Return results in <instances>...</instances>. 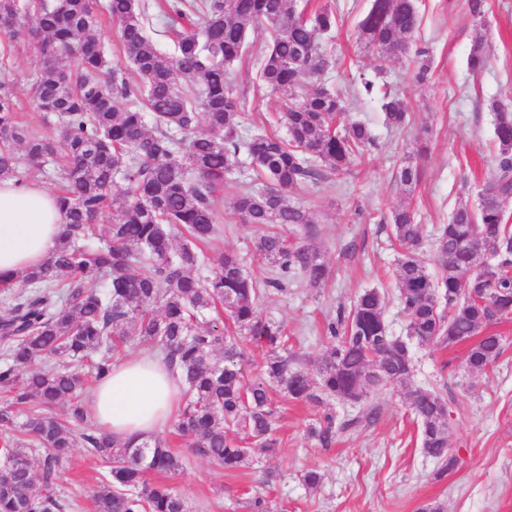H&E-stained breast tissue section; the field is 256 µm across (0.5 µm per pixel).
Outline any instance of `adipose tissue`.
Wrapping results in <instances>:
<instances>
[{"instance_id": "obj_1", "label": "adipose tissue", "mask_w": 512, "mask_h": 512, "mask_svg": "<svg viewBox=\"0 0 512 512\" xmlns=\"http://www.w3.org/2000/svg\"><path fill=\"white\" fill-rule=\"evenodd\" d=\"M63 230L57 197L36 183L0 180V277L42 264ZM178 378L159 360L136 355L98 382L86 405L95 426L120 442H143L179 408Z\"/></svg>"}]
</instances>
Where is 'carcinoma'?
I'll return each mask as SVG.
<instances>
[{
    "label": "carcinoma",
    "instance_id": "carcinoma-1",
    "mask_svg": "<svg viewBox=\"0 0 512 512\" xmlns=\"http://www.w3.org/2000/svg\"><path fill=\"white\" fill-rule=\"evenodd\" d=\"M487 0H467L475 24L486 20ZM117 23L125 64L112 63L103 46L98 16ZM162 12L187 29H175L174 53L161 52L149 33L147 0H0V33L32 42L39 67L29 84L34 108L57 124L46 138L21 130L11 81L0 72V178L19 183L47 176L50 164L61 183L64 216L59 245L41 265L22 276L24 287L0 279V388L12 402L0 407V512H64L55 481L70 449L81 446L108 464L94 495L95 512H188L185 500L156 474L184 471V458L157 438L120 444L88 424L77 371L45 365L65 357L106 377L134 336L182 378L174 429L200 454L236 471L275 451L270 387L293 400L322 405L329 398L362 403L370 391L405 387L413 375L410 342L453 347L468 343L464 364L472 373L493 369L503 339L488 330L512 317V111L493 101L496 175L476 186V205L460 202L435 230L440 271L427 269L418 248L422 225L408 207L391 213L397 259L395 288L406 317V338L394 336L384 319L386 295L365 289L348 315L328 323L333 344L318 377L297 366L284 327L258 311L260 288L239 257L224 252L213 275L193 269L204 258L200 245L218 233L217 196L224 173L245 153L264 189L238 188L233 208L243 223L291 227L292 243L279 231H262L254 248L272 266L265 286L283 281L324 285L328 269L305 244L312 235L307 208L288 193L341 181L355 161L376 144L369 128L346 116V98L318 77L331 59L320 36L336 29L340 8L327 3L297 11L296 0H164ZM422 18L416 0H371L358 23V37L375 53L376 74L388 63L413 56V79L425 82L432 61L409 38ZM258 63L259 81L288 93L283 120L288 138L273 133L244 137L238 131L241 102L227 70L245 60ZM488 57L479 45L467 57L472 74ZM357 87L380 95L386 124L402 128L408 106L388 85L361 73ZM125 106L118 107L119 103ZM206 131L197 130L200 121ZM189 137L188 142L176 134ZM24 144L26 164L17 157ZM423 177L417 162L403 164L394 180L412 192ZM124 185L113 197L116 183ZM112 215L111 223L99 221ZM181 228L182 243L173 242ZM479 235L502 254L489 260L472 245ZM222 310L228 323L210 322ZM249 335L271 349L265 376L251 383L236 361V336ZM67 404L56 416L51 407ZM409 407L423 453L441 478L462 465L453 434L451 399L440 389H415ZM354 417L336 424L323 413L308 428L330 445L336 432L357 426ZM44 449L41 473L19 449L24 438ZM147 450L141 459L134 447Z\"/></svg>",
    "mask_w": 512,
    "mask_h": 512
}]
</instances>
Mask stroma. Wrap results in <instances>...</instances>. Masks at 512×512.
I'll return each mask as SVG.
<instances>
[{"instance_id":"1","label":"stroma","mask_w":512,"mask_h":512,"mask_svg":"<svg viewBox=\"0 0 512 512\" xmlns=\"http://www.w3.org/2000/svg\"><path fill=\"white\" fill-rule=\"evenodd\" d=\"M337 3L342 19L336 31L323 38L333 59L323 79L345 92L351 118L371 128L378 146L354 167L342 187L298 194L317 226L310 245L328 266L329 281L319 288L292 283L287 291H268L259 301L260 313L284 326L289 347L312 375L332 344L328 323L338 312L349 311L364 289L385 292L389 330L404 335L395 288L399 251L382 219L401 205L414 209L423 226L421 251L430 269H437L435 227L447 223L459 202L474 200V181L485 182L495 174L493 115L486 104L496 100L512 108V0H488L482 26L465 15L464 0H416L422 23L411 42L429 51L432 76L421 85L412 78L410 58L389 62L386 79L410 108L403 130L385 126L379 100L352 84L358 73L375 75L374 54L357 37L369 0ZM477 41L487 51L489 67L471 77L466 61ZM0 67L15 79L21 127L54 136V124L29 102L27 81L37 59L27 44L17 39L6 45L0 51ZM231 82L243 97L242 133L263 129L286 136L285 126L277 120L282 96L258 88L256 65H235ZM420 136L429 139L431 155L422 183L407 194L395 184L393 174L413 155ZM223 198L221 232L204 246L205 259L196 273L210 275L218 255L231 251L257 281H264L271 267L254 256L256 231L232 209L230 189ZM495 330L504 339V352L485 374L467 371L465 345L412 347L414 373L408 388L437 387L456 399L452 445L459 448L463 464L441 480H433L436 464L417 443L407 388L391 386L371 392L361 405L330 398L319 407L274 393L279 445L272 455L235 472L196 453L173 426H166L162 438L186 459L185 470L168 483L186 500L190 512H247L245 504L257 491L275 512H417L430 501L442 503L445 512H512V320L496 324ZM326 406L340 421L369 407L375 416L354 431L338 434L324 448L306 431ZM311 469L322 476L314 490L300 480L302 472ZM104 471L99 459L74 448L57 487L61 499L71 503L70 512H94L93 495Z\"/></svg>"}]
</instances>
